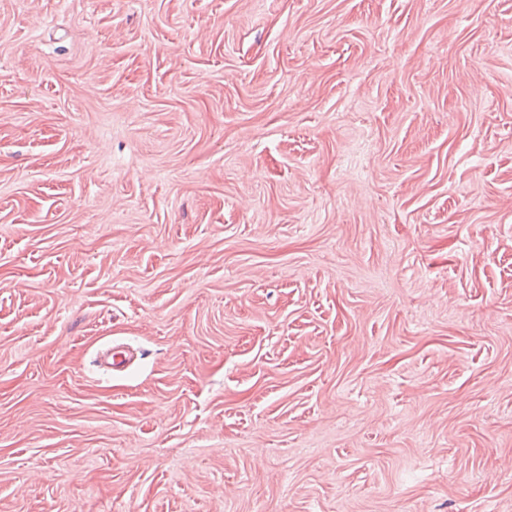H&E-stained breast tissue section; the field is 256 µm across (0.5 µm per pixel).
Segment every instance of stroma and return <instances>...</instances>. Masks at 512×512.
<instances>
[{"label":"stroma","instance_id":"1","mask_svg":"<svg viewBox=\"0 0 512 512\" xmlns=\"http://www.w3.org/2000/svg\"><path fill=\"white\" fill-rule=\"evenodd\" d=\"M0 512H512V0H0Z\"/></svg>","mask_w":512,"mask_h":512}]
</instances>
